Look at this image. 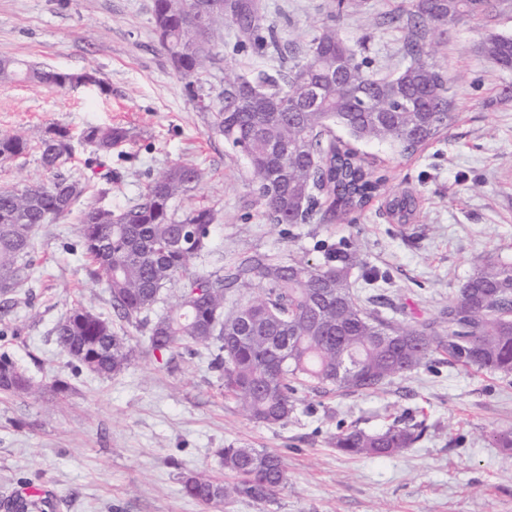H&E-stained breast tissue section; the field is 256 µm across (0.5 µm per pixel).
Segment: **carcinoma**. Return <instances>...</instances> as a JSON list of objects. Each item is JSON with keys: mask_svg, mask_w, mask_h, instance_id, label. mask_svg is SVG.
<instances>
[{"mask_svg": "<svg viewBox=\"0 0 512 512\" xmlns=\"http://www.w3.org/2000/svg\"><path fill=\"white\" fill-rule=\"evenodd\" d=\"M189 0H153L163 47L185 86L192 89L213 64L211 36L220 24L236 27L241 48L288 51V70L252 76L226 70L224 81L242 82L276 103L272 112L227 102L217 96L212 129L237 148L253 175L255 192L270 224H309L314 220L353 223L381 195L385 178L349 143L336 139L342 127L357 141L386 143L412 155L454 120L448 79L436 63L435 46L465 16L487 15L494 0H406L383 22L407 33V64L393 77L369 70L361 50L342 34L340 19L350 0H327L321 25L302 47L283 40L281 28L267 21L262 0H228V10H204L194 26L187 21ZM483 52L500 68L512 70V36L490 34ZM70 73L1 59L0 80H22L60 89ZM306 82L322 87V103L301 112ZM82 139L103 153L125 142L120 126H89ZM23 134L0 137V159L22 154ZM72 150L67 129L56 127L41 138V163L59 166ZM205 178L204 169L179 162L154 177L141 201L114 211L99 201L78 216L80 244L105 281L113 315L78 306L55 328L57 343L70 363L102 378L122 372L134 356L128 338L113 320L147 334L161 355L203 345L212 348L211 368L223 381L224 396L246 417L267 425L288 421L299 401L298 387L369 392L396 376L425 366L436 354L448 362L512 376V263L489 255L476 267L432 321L395 323L376 308L361 305L350 291L358 264L354 244L323 264L285 261L267 253L245 252L215 273L192 274L190 262L207 249L217 226L209 206L182 214L175 203ZM87 186L57 178L49 184L0 191V294H18L32 271L38 227L66 219ZM403 223L416 203L409 192L387 200ZM182 282L175 300L158 311L164 288ZM41 388L12 359L0 354V394L32 393ZM423 427L394 420L385 429H340L334 447L351 456H388L421 439ZM224 470L235 481L221 483L202 474L182 479L183 492L204 506L233 497L272 504L287 483L280 454L229 446L220 451ZM47 501L33 495L12 500L13 512H45Z\"/></svg>", "mask_w": 512, "mask_h": 512, "instance_id": "carcinoma-1", "label": "carcinoma"}]
</instances>
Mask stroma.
<instances>
[{
	"instance_id": "35a3bbf8",
	"label": "stroma",
	"mask_w": 512,
	"mask_h": 512,
	"mask_svg": "<svg viewBox=\"0 0 512 512\" xmlns=\"http://www.w3.org/2000/svg\"><path fill=\"white\" fill-rule=\"evenodd\" d=\"M405 0H357L340 26L364 42L371 71L396 75L405 66V32L383 23ZM268 21L309 37L326 0H263ZM152 0H0V58H17L72 74L97 70L104 88L49 90L23 81L0 83V136L23 132L31 147L0 161V190L54 175L88 184L84 202L121 210L138 203L146 185L189 160L205 172L178 202L179 211L209 206L219 213L211 250L190 270L207 273L238 253L325 262L355 242L352 274L361 301L382 295L398 323L431 320L487 255L512 261V70L481 50L488 34L512 36V0L490 18L468 17L437 48L454 122L411 156L387 144L356 142L386 178L388 194L412 191L417 212L407 223L379 197L356 223L273 226L262 216L244 157L210 130L199 99L215 98L224 72L281 69L283 59L243 51L222 27L218 61L190 96L155 31ZM128 129L127 142L104 156V185L81 138L91 125ZM69 130L73 150L58 172L45 170L37 140ZM104 197H97L100 187ZM37 269L8 311L0 312V353H9L45 383L69 380L64 398L0 395V498L14 492L50 497L52 512H512V448L494 431L512 428V376L466 368L434 355L431 363L365 393L306 394L288 422L266 425L242 416L225 398L204 347L173 359L150 351L144 332L122 324L136 356L121 374L98 378L68 365L54 328L77 303L111 314L104 281L93 279L74 220L52 221L36 233ZM400 418L425 428L401 453L349 456L332 443L340 427L379 431ZM247 445L279 453L288 482L274 504L246 498L204 508L186 497L182 478L204 474L232 482L219 449Z\"/></svg>"
}]
</instances>
